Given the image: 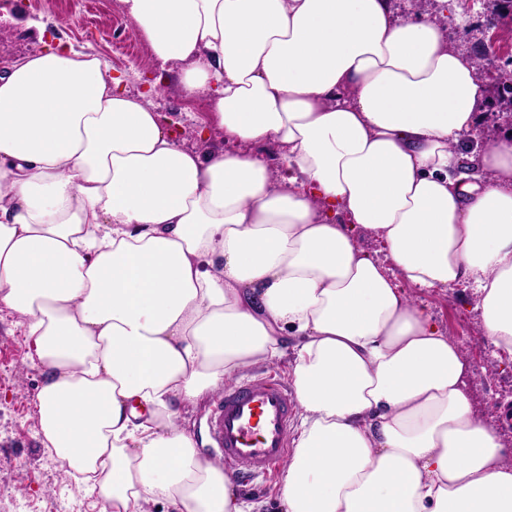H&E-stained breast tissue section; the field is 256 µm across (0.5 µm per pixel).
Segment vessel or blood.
<instances>
[{
    "instance_id": "vessel-or-blood-1",
    "label": "vessel or blood",
    "mask_w": 512,
    "mask_h": 512,
    "mask_svg": "<svg viewBox=\"0 0 512 512\" xmlns=\"http://www.w3.org/2000/svg\"><path fill=\"white\" fill-rule=\"evenodd\" d=\"M288 386L272 377L226 387L208 416L214 447L225 470L244 477L272 474L288 455V437L297 412Z\"/></svg>"
}]
</instances>
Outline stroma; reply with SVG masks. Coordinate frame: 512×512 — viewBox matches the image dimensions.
<instances>
[{
  "instance_id": "1",
  "label": "stroma",
  "mask_w": 512,
  "mask_h": 512,
  "mask_svg": "<svg viewBox=\"0 0 512 512\" xmlns=\"http://www.w3.org/2000/svg\"><path fill=\"white\" fill-rule=\"evenodd\" d=\"M93 19L102 36L88 39L84 23L68 0H6L0 8V53L20 57L41 50L60 37L75 50L96 54L108 66L109 76L123 77L125 91L152 93L157 109L173 121L179 144L189 150L231 151L221 128H213L208 140L199 129L212 110L207 96H188L177 79L159 85L163 72L145 37L130 27L110 25L107 0H94ZM427 16H441L451 46L467 52L485 45L494 56L483 67L489 89L512 80V26H495L482 0H448L438 13L437 0H426ZM52 16L54 32L39 33L34 17ZM414 297L431 312L439 326L465 350L468 370L466 390L474 415L492 427L502 444L512 448V415L501 409L512 397V359L493 352L471 290L432 289ZM33 351L28 336L15 324L13 314L0 307V512H100L98 497L72 493L63 480L60 463L43 448L37 434V393L43 381L39 366L30 362Z\"/></svg>"
}]
</instances>
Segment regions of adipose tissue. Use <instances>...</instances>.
<instances>
[{"mask_svg":"<svg viewBox=\"0 0 512 512\" xmlns=\"http://www.w3.org/2000/svg\"><path fill=\"white\" fill-rule=\"evenodd\" d=\"M122 2L241 148L180 147L150 95L65 43L0 67V305L78 493L264 512L179 416L288 356L280 512H512V450L472 413L462 347L396 285L470 286L512 351V138L462 150L480 61L391 0ZM265 144L286 177L252 155Z\"/></svg>","mask_w":512,"mask_h":512,"instance_id":"adipose-tissue-1","label":"adipose tissue"}]
</instances>
